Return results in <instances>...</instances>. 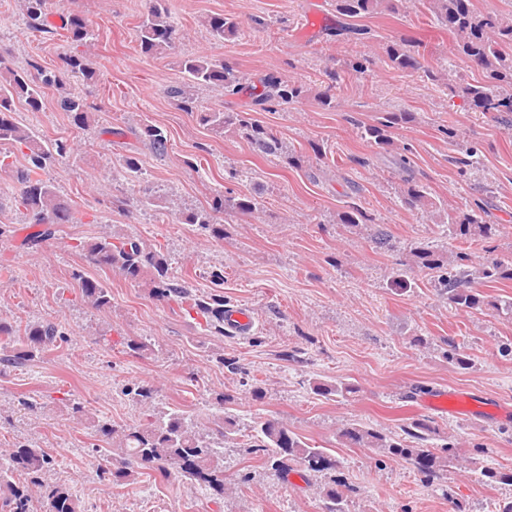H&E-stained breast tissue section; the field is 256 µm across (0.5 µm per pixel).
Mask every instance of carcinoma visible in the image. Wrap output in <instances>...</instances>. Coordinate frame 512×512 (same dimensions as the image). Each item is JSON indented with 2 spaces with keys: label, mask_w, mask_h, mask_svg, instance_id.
<instances>
[{
  "label": "carcinoma",
  "mask_w": 512,
  "mask_h": 512,
  "mask_svg": "<svg viewBox=\"0 0 512 512\" xmlns=\"http://www.w3.org/2000/svg\"><path fill=\"white\" fill-rule=\"evenodd\" d=\"M336 13L353 19V22L336 28L335 36L348 41L363 42L373 37L372 28L356 23L382 9L396 12L401 0H334ZM436 24L454 35L457 54L472 66L481 70L483 81L461 88L480 111L493 115V119L512 127V15H481L474 9L472 0H423ZM23 21L28 29L48 32L49 0H18ZM204 23L210 36L224 42L237 37L241 27L230 15L213 14ZM64 29L71 42L84 45L94 38L84 18L68 15ZM137 41L143 54L154 56L169 48L177 37V28L170 20L169 11L161 6V0H153L147 14L137 26ZM386 63L394 70L408 73L421 72L433 81L437 74L424 68L415 51L404 41L393 42L384 48ZM182 83L170 87L168 94L181 99V107L193 111L192 91L195 88L217 86L224 95L234 96L241 90L237 70L228 61L212 60L206 56L189 57L180 62ZM95 72L83 55L66 54L55 69L36 62L27 69H18L0 53V172L11 176L16 184V203L29 216V223L46 225L42 230L30 233L25 244L34 247L52 236L50 224H71L74 217L69 202L56 188L43 178L56 157L70 151L63 140L48 145L31 129L20 125L16 119L15 101L24 102L30 112H43L49 105L70 115L74 125L85 130L89 126L88 106L85 98L67 78L93 79ZM328 85L321 94L320 103L333 106L336 102L333 90L340 82V74H327ZM54 89L58 96L50 102L46 90ZM305 95V87L293 80L274 73L264 76L261 91L254 105L271 112L276 107L294 103ZM414 113L386 112L372 124L361 127V138L384 153L393 151L392 129L409 124ZM200 122L216 135L226 131L238 133L254 153L275 159L284 158L296 165L300 157L286 153L281 139L269 127L247 116L245 112L212 111L200 113ZM154 150L164 154L168 150L167 132L158 126L143 129ZM409 147H402L396 155V165L403 173L404 188L402 205L409 210L445 213L450 234L486 241L496 235L494 224L486 223L481 212H450L445 205L433 201L426 185L412 176ZM261 209L259 193L229 196L215 202L212 209H193L181 213L180 223L191 224L217 240L224 239V225L217 222L215 213L231 210L241 215H252ZM339 222L357 227L371 222L368 214L359 207H351L339 215ZM85 253L88 261L99 267L117 272L130 281L148 280L153 295L162 301L172 302L186 312H195L204 319L215 333L224 335V294L197 295L185 285V281L170 272L168 256L155 244L135 236L112 234L101 236L92 242L80 241L74 245ZM415 266L432 275L439 294L455 307L471 312L487 307L512 313V299L499 302L486 299L478 289L477 281L493 283L512 280V262L491 259L483 264H469L467 254L443 256L436 247L422 244L413 252ZM83 297L97 309L110 306L109 289L102 282L92 279L82 270L72 272ZM67 340L62 325L51 322H31L19 330L0 316V366L21 367L34 362ZM315 394L329 398H345L356 392L351 383L320 381L313 384ZM125 395L133 401L151 406L155 395L153 386L146 383L126 388ZM106 443L119 451L120 462L107 464L102 476L108 482L119 485L133 477L138 470H150L167 479L181 476L203 486L217 499L224 497V466L220 463L217 443L208 441L187 421L184 413L174 409L163 415L148 414L146 423L136 428H123L108 420L89 418ZM257 450L264 452L266 463L274 473L288 477V461L299 459L306 469L323 472L336 469V460L324 448L301 441L288 427L267 419L256 425ZM238 421L229 411H220L216 419V435L226 442L237 434ZM405 437H393L359 424L347 425L338 431V438L355 448H370L384 457L411 464L426 481H431L439 471L460 462L457 446L450 440L433 445L437 431L429 420L418 419L404 430ZM53 463L44 448L31 443H17L0 459V512H33L32 491L40 492L41 512H84L80 498L74 496L63 484L46 483V475ZM481 481L512 484V469L483 468ZM322 512H345L342 489L327 484L321 490Z\"/></svg>",
  "instance_id": "carcinoma-1"
}]
</instances>
